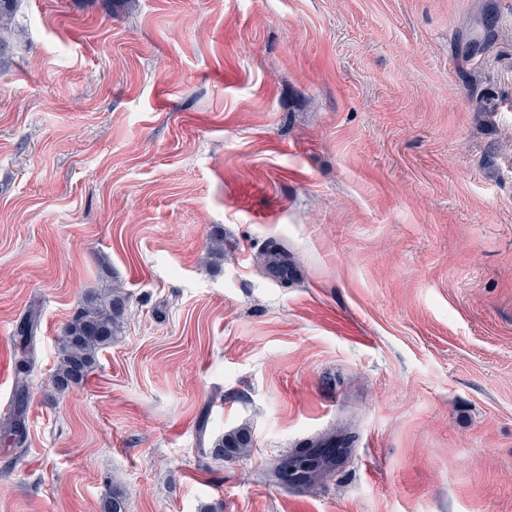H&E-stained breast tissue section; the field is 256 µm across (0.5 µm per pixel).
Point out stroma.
Returning <instances> with one entry per match:
<instances>
[{
    "instance_id": "stroma-1",
    "label": "stroma",
    "mask_w": 512,
    "mask_h": 512,
    "mask_svg": "<svg viewBox=\"0 0 512 512\" xmlns=\"http://www.w3.org/2000/svg\"><path fill=\"white\" fill-rule=\"evenodd\" d=\"M6 38L0 422L39 320L0 512H512V0H19ZM328 434L317 484L268 480ZM129 301L120 285L86 292L82 307L61 333L59 360L51 378L56 392L81 385L94 370L99 353L121 336ZM38 319L35 310L29 311L18 329L19 354L17 361L18 375L16 379L17 413L13 419H7L4 423L6 432L14 436L16 444H22L25 437V428L22 422L23 401L28 390V373L31 371V346L37 330ZM250 440L246 433L242 430H233L222 435L215 441L214 456L224 461L232 459L241 454L245 448H249Z\"/></svg>"
}]
</instances>
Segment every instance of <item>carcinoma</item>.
Masks as SVG:
<instances>
[{
  "label": "carcinoma",
  "mask_w": 512,
  "mask_h": 512,
  "mask_svg": "<svg viewBox=\"0 0 512 512\" xmlns=\"http://www.w3.org/2000/svg\"><path fill=\"white\" fill-rule=\"evenodd\" d=\"M18 0H0V54L8 47L2 34L11 31ZM261 261L283 278L288 277V262L284 254L273 248ZM129 296L119 285L86 292L82 307L64 325L59 345V360L51 382L58 393L81 385L94 370L99 353L121 336L127 313ZM36 311L25 316L18 329L19 354L16 379L17 413L4 423L6 432L14 441L23 443L25 428L22 422L23 401L28 390V373L31 371V346L37 330ZM250 440L242 430H233L215 441L214 456L231 459L249 447ZM336 457V442H325L316 448H301L281 458L272 468L273 477L285 484H302L311 481L328 468ZM100 512H127V496L114 485L100 503Z\"/></svg>",
  "instance_id": "1"
}]
</instances>
